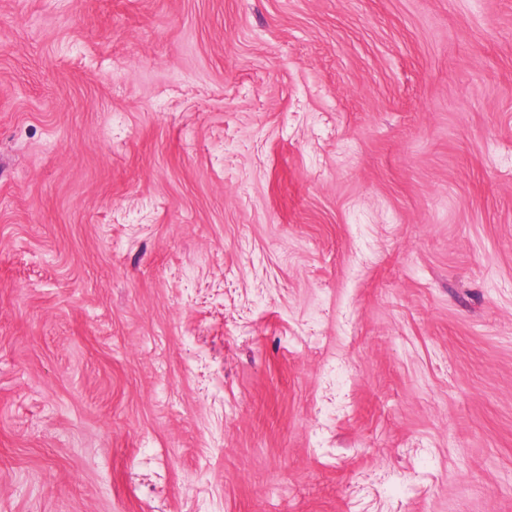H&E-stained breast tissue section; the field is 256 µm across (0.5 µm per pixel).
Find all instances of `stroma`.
Listing matches in <instances>:
<instances>
[{"instance_id":"obj_1","label":"stroma","mask_w":512,"mask_h":512,"mask_svg":"<svg viewBox=\"0 0 512 512\" xmlns=\"http://www.w3.org/2000/svg\"><path fill=\"white\" fill-rule=\"evenodd\" d=\"M0 512H512V0H0Z\"/></svg>"}]
</instances>
